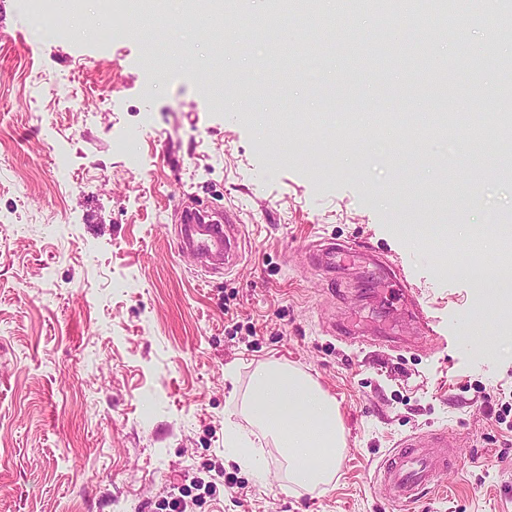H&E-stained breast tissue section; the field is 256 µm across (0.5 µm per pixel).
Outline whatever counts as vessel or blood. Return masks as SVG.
<instances>
[{"mask_svg": "<svg viewBox=\"0 0 512 512\" xmlns=\"http://www.w3.org/2000/svg\"><path fill=\"white\" fill-rule=\"evenodd\" d=\"M203 200L189 198L175 210L177 246L197 256L204 268H230L240 255L241 228L213 217ZM454 455L442 433H414L402 440L379 470L378 479L393 512H409L422 495L439 486Z\"/></svg>", "mask_w": 512, "mask_h": 512, "instance_id": "b4317fda", "label": "vessel or blood"}]
</instances>
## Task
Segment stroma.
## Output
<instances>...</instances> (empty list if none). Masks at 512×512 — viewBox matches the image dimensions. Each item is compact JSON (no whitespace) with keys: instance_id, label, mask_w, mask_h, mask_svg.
I'll use <instances>...</instances> for the list:
<instances>
[{"instance_id":"1","label":"stroma","mask_w":512,"mask_h":512,"mask_svg":"<svg viewBox=\"0 0 512 512\" xmlns=\"http://www.w3.org/2000/svg\"><path fill=\"white\" fill-rule=\"evenodd\" d=\"M181 10L166 0L141 15V39L115 40L101 0L66 13L0 0V512H170L176 499L185 512H390L374 471L425 431L445 432L456 462L414 512H512V410L497 398L512 392V298L448 274L512 262V238L425 242L393 218L512 225V136L425 138L421 160L404 124L369 112L356 126L370 138L337 136L336 99L381 103L392 87L414 118L434 102L414 83L416 34L367 41L379 15L328 42L291 20L284 88L269 39L220 57L210 14L165 24ZM57 23L60 38L42 35ZM489 43L492 86L512 36L491 13L432 53L457 62ZM73 88L82 109L58 100ZM305 116L327 136L307 137ZM189 193L241 224L233 268L175 251ZM318 240L369 255L328 272L306 248ZM270 361L339 404L344 461L327 490L286 489L281 448L244 409ZM230 423L260 470L225 458Z\"/></svg>"}]
</instances>
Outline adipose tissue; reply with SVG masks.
Returning a JSON list of instances; mask_svg holds the SVG:
<instances>
[{"instance_id": "ef3b65f1", "label": "adipose tissue", "mask_w": 512, "mask_h": 512, "mask_svg": "<svg viewBox=\"0 0 512 512\" xmlns=\"http://www.w3.org/2000/svg\"><path fill=\"white\" fill-rule=\"evenodd\" d=\"M249 408L282 448L289 487L315 489L332 482L345 447L335 399L309 377L273 363L256 374Z\"/></svg>"}]
</instances>
